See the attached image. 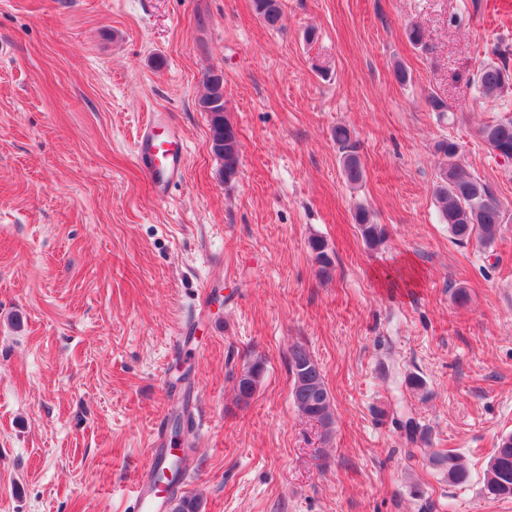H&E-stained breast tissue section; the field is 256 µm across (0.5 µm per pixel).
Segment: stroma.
<instances>
[{
  "label": "stroma",
  "instance_id": "stroma-1",
  "mask_svg": "<svg viewBox=\"0 0 512 512\" xmlns=\"http://www.w3.org/2000/svg\"><path fill=\"white\" fill-rule=\"evenodd\" d=\"M281 4L270 29L252 0H0V512H123L156 419L184 410L196 425L165 445L202 512H512L486 490L512 431V164L478 137L512 94L472 81L493 48L512 54V0ZM213 70L240 140L230 182L198 105ZM160 109L185 148L162 201L136 156ZM449 136L503 206L492 247L439 220ZM296 343L325 374L330 436L293 405ZM409 417L466 484L406 455ZM334 139L342 151V171L349 185H358L363 181L364 168L357 155L356 142L352 141L349 128L343 125L336 126ZM358 231L368 246H376L382 243L385 230L381 224H377L370 212L365 208H358L354 215ZM264 362L256 359L244 366L240 375L236 378L237 398L241 402H247L255 393L262 379Z\"/></svg>",
  "mask_w": 512,
  "mask_h": 512
}]
</instances>
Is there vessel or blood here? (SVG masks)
<instances>
[{
	"label": "vessel or blood",
	"mask_w": 512,
	"mask_h": 512,
	"mask_svg": "<svg viewBox=\"0 0 512 512\" xmlns=\"http://www.w3.org/2000/svg\"><path fill=\"white\" fill-rule=\"evenodd\" d=\"M137 158L156 199H165L170 185L182 175L184 153L168 112L158 111L143 124L137 140ZM168 448L154 447L128 498L126 512H166L170 499L167 486L154 482V470L172 458Z\"/></svg>",
	"instance_id": "vessel-or-blood-1"
}]
</instances>
